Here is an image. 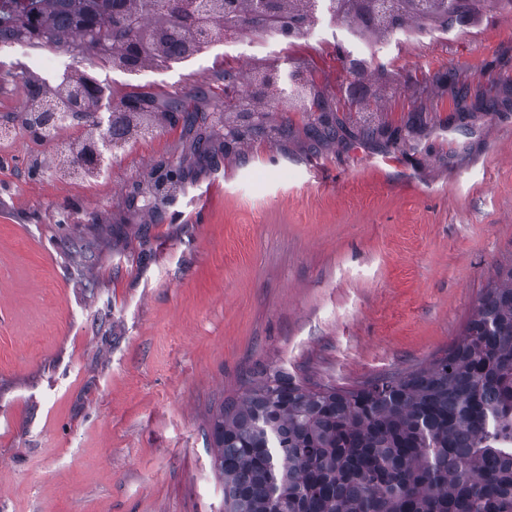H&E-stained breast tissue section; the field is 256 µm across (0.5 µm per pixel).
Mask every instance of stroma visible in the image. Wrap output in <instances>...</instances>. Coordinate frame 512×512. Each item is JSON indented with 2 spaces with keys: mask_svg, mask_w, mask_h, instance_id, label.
I'll return each instance as SVG.
<instances>
[{
  "mask_svg": "<svg viewBox=\"0 0 512 512\" xmlns=\"http://www.w3.org/2000/svg\"><path fill=\"white\" fill-rule=\"evenodd\" d=\"M293 43L370 105L337 140L294 115L287 140L180 162L150 208L182 124L92 184L49 181L31 141L0 150V512H221L210 420L258 366L348 387L422 363L512 265V12L378 42L362 79L333 39ZM213 74L208 53L139 91L210 112Z\"/></svg>",
  "mask_w": 512,
  "mask_h": 512,
  "instance_id": "1",
  "label": "stroma"
}]
</instances>
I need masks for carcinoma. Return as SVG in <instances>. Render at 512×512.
Segmentation results:
<instances>
[{"instance_id":"carcinoma-1","label":"carcinoma","mask_w":512,"mask_h":512,"mask_svg":"<svg viewBox=\"0 0 512 512\" xmlns=\"http://www.w3.org/2000/svg\"><path fill=\"white\" fill-rule=\"evenodd\" d=\"M321 0H201L190 26L247 23L259 33L278 25L309 26ZM367 29L386 40L396 33L419 38L448 34L469 24L486 0H344ZM172 0H28L20 10L0 9V30L36 47L64 53L90 51L105 68L120 57L122 71L185 65L209 43L158 29ZM224 111L214 125L244 140L266 132L261 104L277 101L287 112L319 110L311 128L336 138L340 99L294 67L288 81L268 65L239 94L237 70L224 64ZM27 96L59 90L67 111L83 118L99 112L101 88L92 70L73 68L48 87L24 78ZM132 91L111 100L112 127L125 142L144 139L169 114L192 125L199 117L183 102L150 108ZM23 124L44 128V112L16 113ZM151 188L171 195L183 188L177 171ZM487 288L464 331L427 362L369 378L350 387L311 382L263 367L241 394L224 400L212 420L218 453L214 468L224 486V512H512V266Z\"/></svg>"}]
</instances>
